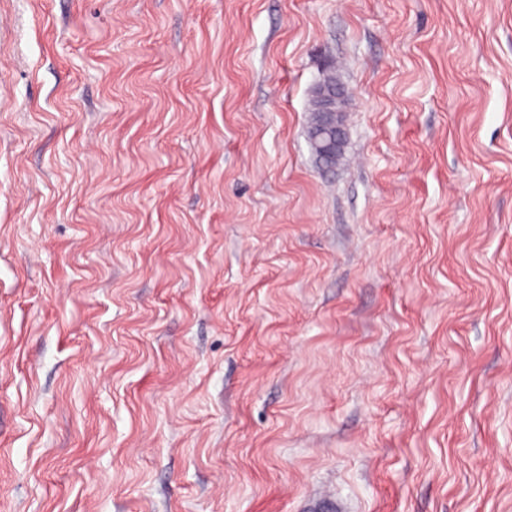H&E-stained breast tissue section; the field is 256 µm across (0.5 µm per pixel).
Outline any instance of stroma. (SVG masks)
<instances>
[{
	"label": "stroma",
	"mask_w": 512,
	"mask_h": 512,
	"mask_svg": "<svg viewBox=\"0 0 512 512\" xmlns=\"http://www.w3.org/2000/svg\"><path fill=\"white\" fill-rule=\"evenodd\" d=\"M0 93V512H512V0H0ZM323 84H332L331 86L318 85L314 90V96L319 102L318 127L319 130L312 133L316 128V121L310 122L308 127V139L316 162L320 165L321 159L318 152L324 155H333L340 153L343 148L346 132L343 124V112L346 106V95L340 85L336 84V77L328 76L323 80ZM336 85V86H335ZM313 144L318 152L313 148Z\"/></svg>",
	"instance_id": "35a3bbf8"
}]
</instances>
